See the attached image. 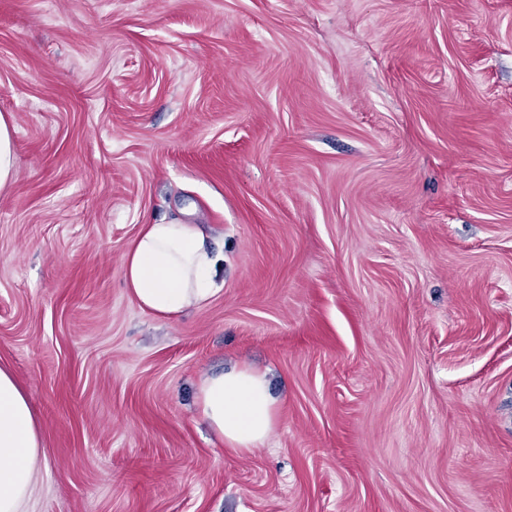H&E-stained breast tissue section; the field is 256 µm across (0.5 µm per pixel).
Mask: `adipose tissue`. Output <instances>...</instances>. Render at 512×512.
<instances>
[{"label": "adipose tissue", "mask_w": 512, "mask_h": 512, "mask_svg": "<svg viewBox=\"0 0 512 512\" xmlns=\"http://www.w3.org/2000/svg\"><path fill=\"white\" fill-rule=\"evenodd\" d=\"M121 266L130 298L159 318L205 305L224 289V257L207 246L195 224L142 225ZM198 404L213 432L243 450L263 445L276 423L265 377L248 369L206 378ZM40 462L37 420L13 374L0 368V512H23Z\"/></svg>", "instance_id": "obj_1"}]
</instances>
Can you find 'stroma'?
I'll use <instances>...</instances> for the list:
<instances>
[{
  "instance_id": "obj_1",
  "label": "stroma",
  "mask_w": 512,
  "mask_h": 512,
  "mask_svg": "<svg viewBox=\"0 0 512 512\" xmlns=\"http://www.w3.org/2000/svg\"><path fill=\"white\" fill-rule=\"evenodd\" d=\"M25 512H512V0H0ZM224 290L162 320L141 225ZM266 372L241 451L200 380ZM130 298L158 318L205 305L224 290V255L214 253L198 224H144L122 257Z\"/></svg>"
}]
</instances>
